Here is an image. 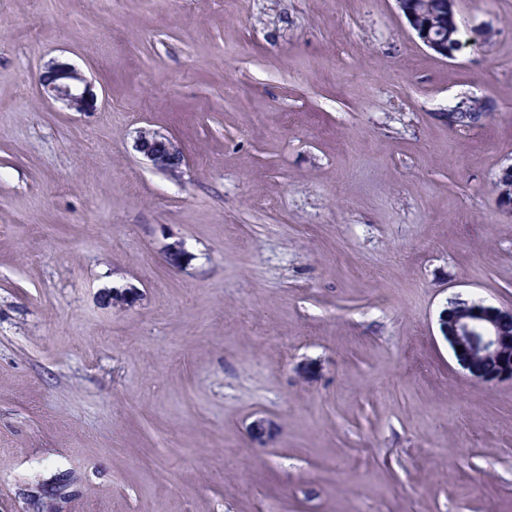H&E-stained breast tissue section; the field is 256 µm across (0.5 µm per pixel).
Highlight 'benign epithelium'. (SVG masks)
I'll list each match as a JSON object with an SVG mask.
<instances>
[{
  "label": "benign epithelium",
  "mask_w": 512,
  "mask_h": 512,
  "mask_svg": "<svg viewBox=\"0 0 512 512\" xmlns=\"http://www.w3.org/2000/svg\"><path fill=\"white\" fill-rule=\"evenodd\" d=\"M395 3L424 46L444 58L454 57L460 49V21L455 0H444L436 23L424 19L416 0H395ZM39 85L44 96L73 112L97 110L92 82L69 62L51 59L45 63ZM474 110L488 118L493 106L483 97L464 96L448 108V127L462 128ZM135 149L158 171L174 172L184 161L183 152L172 138L150 128L138 131ZM494 185L498 207L512 215V163L501 167ZM165 257L174 268L182 267L189 260L188 252L179 241L167 246ZM437 327L465 377L486 385L512 383V305L495 306L458 295L447 300L440 309Z\"/></svg>",
  "instance_id": "7a95c632"
}]
</instances>
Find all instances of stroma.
<instances>
[{"label":"stroma","instance_id":"obj_1","mask_svg":"<svg viewBox=\"0 0 512 512\" xmlns=\"http://www.w3.org/2000/svg\"><path fill=\"white\" fill-rule=\"evenodd\" d=\"M457 11L446 59L394 0H0V512H512V383L436 326L512 304V0ZM43 96L61 102L73 112H95L97 95L93 84L75 65L51 59L39 75ZM474 110L479 112L473 113ZM480 112L483 113L484 118ZM491 112H494L491 102L483 97L467 95L448 108V126L451 129H461L472 113L467 125L474 127L490 117ZM134 146L158 171L174 172L183 164L184 155L178 144L160 131L140 129ZM494 185L498 207L512 216V162L501 167Z\"/></svg>","mask_w":512,"mask_h":512}]
</instances>
